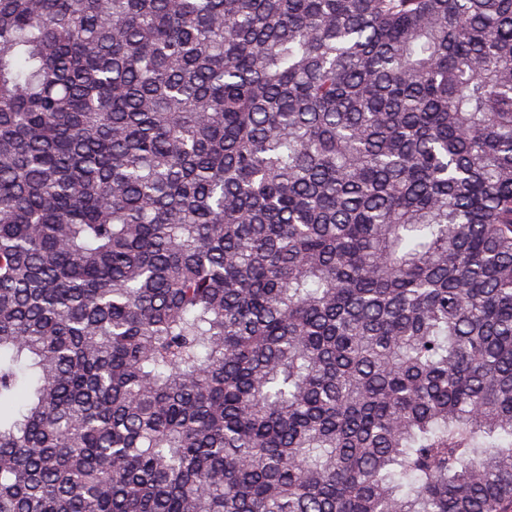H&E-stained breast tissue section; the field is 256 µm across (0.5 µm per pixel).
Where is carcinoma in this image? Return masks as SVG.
<instances>
[{
  "mask_svg": "<svg viewBox=\"0 0 512 512\" xmlns=\"http://www.w3.org/2000/svg\"><path fill=\"white\" fill-rule=\"evenodd\" d=\"M0 512H512V0H0Z\"/></svg>",
  "mask_w": 512,
  "mask_h": 512,
  "instance_id": "obj_1",
  "label": "carcinoma"
}]
</instances>
